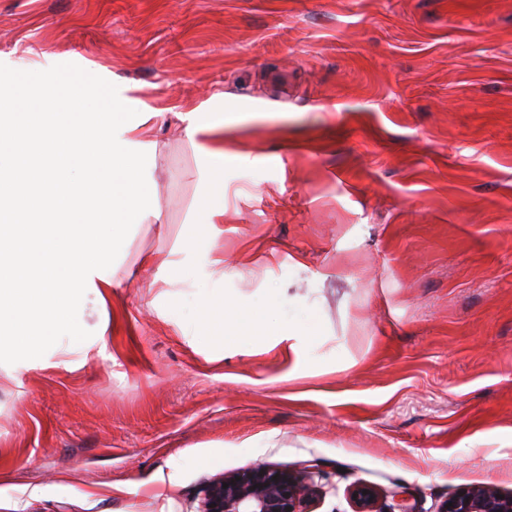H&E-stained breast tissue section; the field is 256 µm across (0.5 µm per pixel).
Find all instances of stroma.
I'll list each match as a JSON object with an SVG mask.
<instances>
[{"mask_svg":"<svg viewBox=\"0 0 512 512\" xmlns=\"http://www.w3.org/2000/svg\"><path fill=\"white\" fill-rule=\"evenodd\" d=\"M0 71L103 73L148 116L161 218L130 263L206 192L177 113L232 105L193 273L118 272L78 370L0 368V503L196 512L260 463L318 471L314 512H354L357 482L415 512L512 494V0H0ZM272 288L289 299L262 331L211 341L201 295ZM284 324L344 347L294 366Z\"/></svg>","mask_w":512,"mask_h":512,"instance_id":"35a3bbf8","label":"stroma"}]
</instances>
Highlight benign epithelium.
<instances>
[{
  "mask_svg": "<svg viewBox=\"0 0 512 512\" xmlns=\"http://www.w3.org/2000/svg\"><path fill=\"white\" fill-rule=\"evenodd\" d=\"M317 493L313 472L259 464L212 478L199 492L198 512H312ZM351 493L356 495L355 512H381L375 488L356 483ZM496 494L491 487L465 486L440 504L437 512H512V495L500 499Z\"/></svg>",
  "mask_w": 512,
  "mask_h": 512,
  "instance_id": "7a95c632",
  "label": "benign epithelium"
}]
</instances>
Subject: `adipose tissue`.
Here are the masks:
<instances>
[{
    "label": "adipose tissue",
    "instance_id": "ef3b65f1",
    "mask_svg": "<svg viewBox=\"0 0 512 512\" xmlns=\"http://www.w3.org/2000/svg\"><path fill=\"white\" fill-rule=\"evenodd\" d=\"M98 88L21 90L0 74V359L17 367L71 372L87 361L96 342L70 326L101 315L124 242L160 217L140 172L158 146L117 94L106 93L102 111H77ZM179 119L176 135L207 159L202 177L218 180L223 119L197 108Z\"/></svg>",
    "mask_w": 512,
    "mask_h": 512
}]
</instances>
